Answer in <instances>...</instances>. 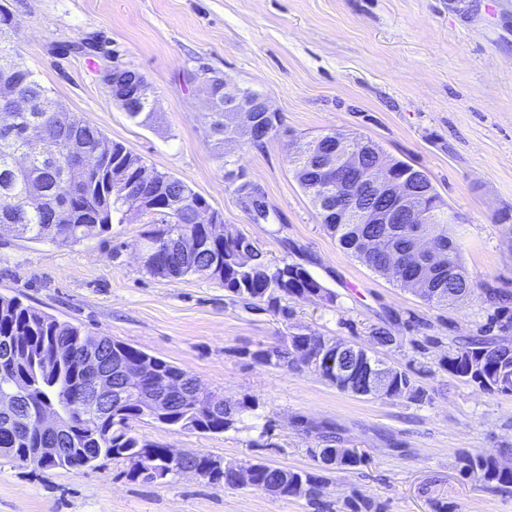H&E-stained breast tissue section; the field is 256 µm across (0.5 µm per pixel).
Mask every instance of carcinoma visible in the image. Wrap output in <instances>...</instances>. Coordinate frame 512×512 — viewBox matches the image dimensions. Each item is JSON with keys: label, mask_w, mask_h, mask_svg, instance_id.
Instances as JSON below:
<instances>
[{"label": "carcinoma", "mask_w": 512, "mask_h": 512, "mask_svg": "<svg viewBox=\"0 0 512 512\" xmlns=\"http://www.w3.org/2000/svg\"><path fill=\"white\" fill-rule=\"evenodd\" d=\"M0 84L11 85L24 101L27 110L17 113L19 129L12 141L0 138V197L15 199L16 209H0V225H16V234L27 240L50 239L76 243L87 237L112 232V225L129 219L126 200L130 196L158 193V203L146 210L156 228L144 233L153 242L157 253L144 269L151 275L182 278L204 275L224 284L233 298L251 305L262 304L266 310L286 313L282 301L288 298L310 300L324 286L301 264L283 265L269 262L255 243L237 231H228L224 241L211 240L195 223L193 201L207 204L184 181L167 172H156V180L146 184L137 179L145 167L143 159L122 143L108 138L100 129L71 112L35 78L18 48L19 25L9 7L0 4ZM119 99L115 100L138 124H149L156 118V109L143 101L131 85V76L122 73L115 78ZM213 106L206 114L209 129L222 146L235 138V132L224 121V79L213 78L206 87ZM76 130L92 150L101 151L99 166L84 171L66 161L59 133ZM294 177L307 196L322 184V176L310 165L300 166L290 158ZM40 192L42 201L35 207L27 205L32 189ZM429 223L422 225L425 234L442 242H451L445 261L449 272L433 278L419 267L405 269L393 276L400 286L409 287L408 280L422 282L430 289L424 300L448 304L473 292V281L462 264L459 247L449 233L444 217L437 213L441 197L431 181L418 185ZM234 192L253 224H270V211L264 194L250 181H243ZM321 224L344 252L370 269L375 257L361 251L360 239L374 234L383 249L405 248L408 241L403 224H338L336 216L319 212ZM192 234L198 249L187 255L180 239ZM83 336L81 327L56 319L19 299L0 297V392H16L23 388L14 410L0 413V453L19 464L41 470L61 469L80 474L101 458L126 461L134 455L144 456L154 469L179 475L173 464V449L149 441L132 432L131 423L145 417V400L161 399L166 417L161 423L180 430L198 433H224L235 428L243 412L255 404L230 401L224 407L211 408L191 396L194 377L186 370L158 357L154 364L168 377L182 382L181 390L167 392L155 381H146L143 393L125 399L121 412L99 413L79 403L78 396L88 385L90 364L76 356L75 347ZM341 337L290 334L279 337L273 350L280 365L290 369L300 362L299 354L326 357L333 348H325ZM103 356L126 363L136 362L147 352L124 342L102 338ZM440 365L463 381L486 393H512V388L499 385V374H512V345L505 338H490L457 346L440 360ZM323 380L341 392L346 387L358 389L363 376L359 370L346 377L317 372ZM392 385L400 399L421 403L426 399L408 371L394 368ZM60 407L66 414L65 427L55 434L40 432L35 419L42 408ZM39 448H61L58 459L45 461L37 454ZM331 448H312L310 454L322 472L354 470L363 463L358 452H336ZM211 457L203 455L189 461L201 477L214 486H224V471L210 466ZM460 472L485 485L501 490L512 488V471L500 469L495 458L479 453H463L458 457ZM255 481L259 488L274 492L276 497H300L315 503L325 477L309 471L254 463Z\"/></svg>", "instance_id": "cac0c4a2"}]
</instances>
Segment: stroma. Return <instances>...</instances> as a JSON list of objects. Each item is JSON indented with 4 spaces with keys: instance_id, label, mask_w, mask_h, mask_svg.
I'll return each instance as SVG.
<instances>
[{
    "instance_id": "35a3bbf8",
    "label": "stroma",
    "mask_w": 512,
    "mask_h": 512,
    "mask_svg": "<svg viewBox=\"0 0 512 512\" xmlns=\"http://www.w3.org/2000/svg\"><path fill=\"white\" fill-rule=\"evenodd\" d=\"M28 67L51 96L152 170L186 182L227 227L274 262L300 263L332 301H288L287 315L249 310L208 277L148 274L138 255L146 218L75 244L31 242L0 229V297H15L86 333L123 341L189 371L208 393L255 402L236 429L181 431L143 418L149 440L235 464L315 471L310 449L336 445L365 459L332 473L322 501L344 512L369 499L381 512H512V491L460 473V453L512 462V394L483 393L440 358L489 331L496 305L512 312V0H8ZM150 83L158 116L131 121L98 72L103 55ZM226 76L268 97L282 125L263 149L226 144L205 119L201 80ZM336 130L371 139L426 172L459 217L453 227L474 292L431 305L343 252L294 178L298 143ZM242 167L276 219L251 223L223 160ZM498 303H490L487 290ZM410 369L428 400L356 397L307 369L255 363L246 350L278 336H341L371 344ZM127 461L102 459L75 475L35 470L0 455V512H317L303 498L216 487L177 476L127 478Z\"/></svg>"
}]
</instances>
